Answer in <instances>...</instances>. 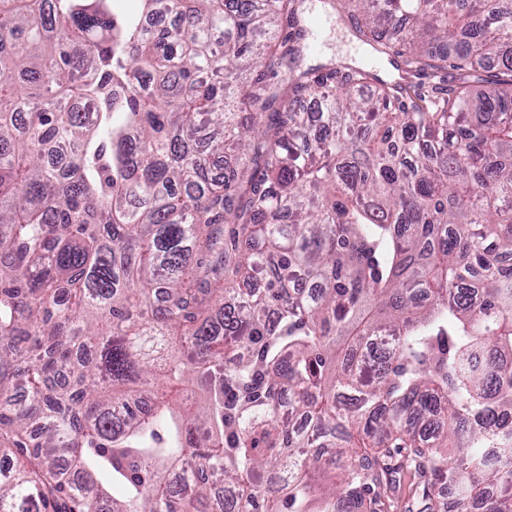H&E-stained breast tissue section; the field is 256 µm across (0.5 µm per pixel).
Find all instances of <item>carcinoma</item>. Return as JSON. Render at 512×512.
I'll return each mask as SVG.
<instances>
[{
    "mask_svg": "<svg viewBox=\"0 0 512 512\" xmlns=\"http://www.w3.org/2000/svg\"><path fill=\"white\" fill-rule=\"evenodd\" d=\"M118 2L0 0V512H512V0ZM325 0H306L305 27L308 26L307 42L311 46L308 53L307 64L312 66L318 63L336 62V56L341 59V55L348 54L361 47H369L357 37H355L347 23L341 21L336 27V18L338 15L335 11L324 7ZM318 19L322 24L323 40L317 48L313 47L314 33L311 28L313 20ZM330 55L331 59L327 62L322 61L324 56ZM415 482L413 475L406 472L396 474V483L387 490L386 495L391 497L398 504V508L392 512H406L408 505L411 506L415 499Z\"/></svg>",
    "mask_w": 512,
    "mask_h": 512,
    "instance_id": "obj_1",
    "label": "carcinoma"
}]
</instances>
